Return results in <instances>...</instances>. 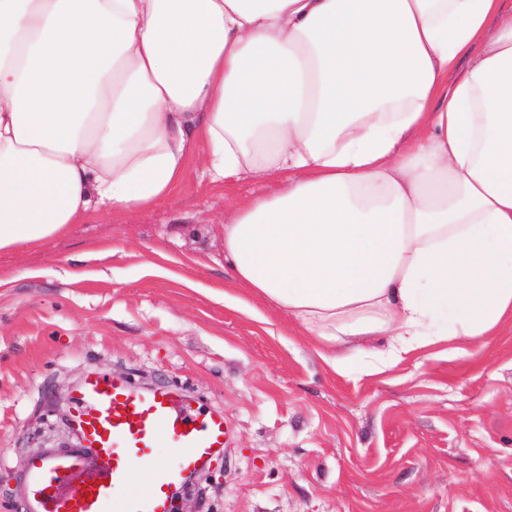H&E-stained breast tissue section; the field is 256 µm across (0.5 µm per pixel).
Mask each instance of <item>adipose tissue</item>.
Returning a JSON list of instances; mask_svg holds the SVG:
<instances>
[{"label": "adipose tissue", "instance_id": "adipose-tissue-1", "mask_svg": "<svg viewBox=\"0 0 512 512\" xmlns=\"http://www.w3.org/2000/svg\"><path fill=\"white\" fill-rule=\"evenodd\" d=\"M200 140L277 183L224 257L307 332L387 365L512 318V0H0V250L161 202Z\"/></svg>", "mask_w": 512, "mask_h": 512}]
</instances>
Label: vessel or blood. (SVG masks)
<instances>
[{
	"instance_id": "1",
	"label": "vessel or blood",
	"mask_w": 512,
	"mask_h": 512,
	"mask_svg": "<svg viewBox=\"0 0 512 512\" xmlns=\"http://www.w3.org/2000/svg\"><path fill=\"white\" fill-rule=\"evenodd\" d=\"M75 447L31 459L20 487L21 512H172V491L223 456L224 413L201 411L180 388L142 389L129 378L93 372L72 387ZM166 443L174 467L155 471L149 488L124 497L137 466Z\"/></svg>"
}]
</instances>
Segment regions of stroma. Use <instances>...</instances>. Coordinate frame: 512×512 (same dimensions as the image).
Segmentation results:
<instances>
[{
	"label": "stroma",
	"instance_id": "1",
	"mask_svg": "<svg viewBox=\"0 0 512 512\" xmlns=\"http://www.w3.org/2000/svg\"><path fill=\"white\" fill-rule=\"evenodd\" d=\"M272 189L213 180L199 143L162 202L0 250V512L31 457L71 444L67 392L91 372L223 411L224 455L174 512H512V322L381 371L388 337H358L356 370L335 371L224 257L221 224Z\"/></svg>",
	"mask_w": 512,
	"mask_h": 512
}]
</instances>
